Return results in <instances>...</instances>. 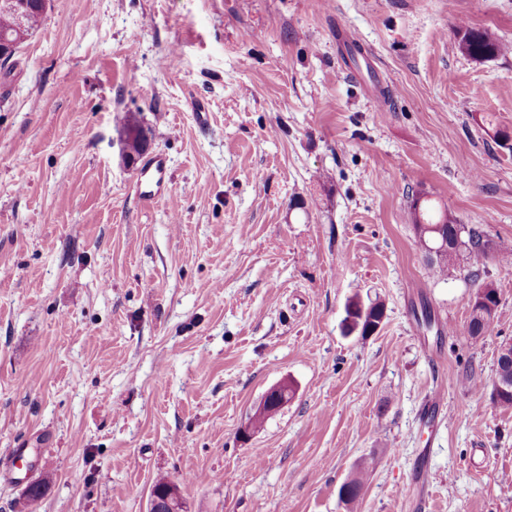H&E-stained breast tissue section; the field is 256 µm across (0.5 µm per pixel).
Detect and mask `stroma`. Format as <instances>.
I'll return each mask as SVG.
<instances>
[{
  "label": "stroma",
  "instance_id": "stroma-1",
  "mask_svg": "<svg viewBox=\"0 0 512 512\" xmlns=\"http://www.w3.org/2000/svg\"><path fill=\"white\" fill-rule=\"evenodd\" d=\"M130 112L170 167L150 206ZM480 115L512 135V0H52L0 76V512L37 479L36 512H147L162 475L187 512H398L423 461L427 512H512V266L470 337L469 265L434 275L409 215L512 243ZM354 297L375 334H344ZM458 47L464 55L474 61H490L503 51V44L486 29H465L459 31ZM288 388V392L286 393V395L282 394L281 397H280V401L278 402H275L272 404V407L264 414H261V415H253L252 417V420H251V427L256 429L258 427H260L265 420H267L268 418H270L272 415L276 414L280 409L281 407L286 403L288 402V400H290V392H292V394L294 393L293 390L290 388V386L288 387V383H281L275 387H273L267 394L266 396L264 397V399L260 402L257 410H256V413L259 414L261 413L265 406L266 405H269V402L272 400V399H277L280 394L282 392H284L286 389ZM286 400L285 402H283V400Z\"/></svg>",
  "mask_w": 512,
  "mask_h": 512
}]
</instances>
